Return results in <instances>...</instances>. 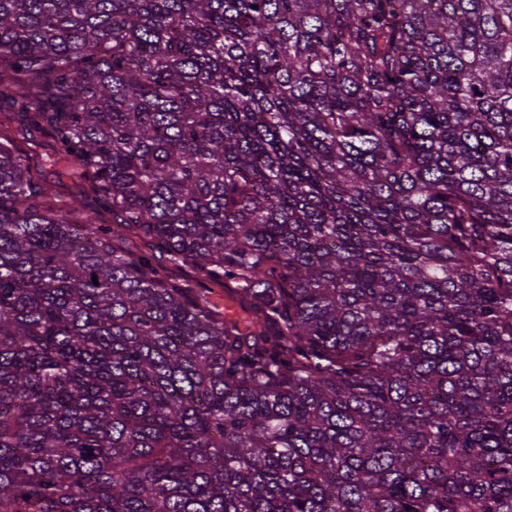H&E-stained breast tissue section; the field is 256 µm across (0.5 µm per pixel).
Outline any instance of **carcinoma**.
<instances>
[{
	"mask_svg": "<svg viewBox=\"0 0 512 512\" xmlns=\"http://www.w3.org/2000/svg\"><path fill=\"white\" fill-rule=\"evenodd\" d=\"M1 101L0 512H512V0H0ZM14 142L17 148L29 158L34 172L42 176H51V168L45 163L46 158L53 154V146L49 141L16 135Z\"/></svg>",
	"mask_w": 512,
	"mask_h": 512,
	"instance_id": "cac0c4a2",
	"label": "carcinoma"
}]
</instances>
